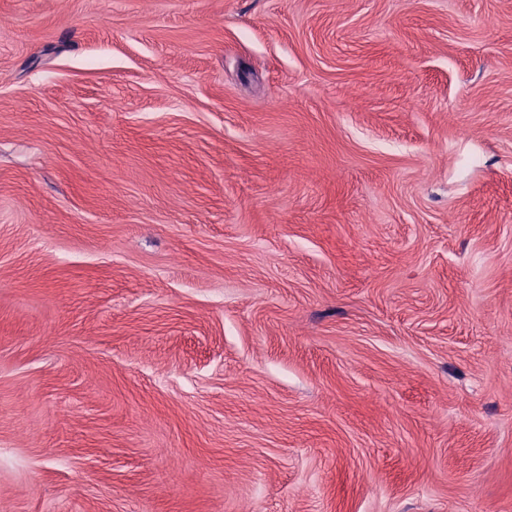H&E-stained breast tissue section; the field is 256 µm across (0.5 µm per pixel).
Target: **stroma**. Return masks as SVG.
<instances>
[{
	"label": "stroma",
	"instance_id": "obj_1",
	"mask_svg": "<svg viewBox=\"0 0 512 512\" xmlns=\"http://www.w3.org/2000/svg\"><path fill=\"white\" fill-rule=\"evenodd\" d=\"M0 512H512V0H0Z\"/></svg>",
	"mask_w": 512,
	"mask_h": 512
}]
</instances>
